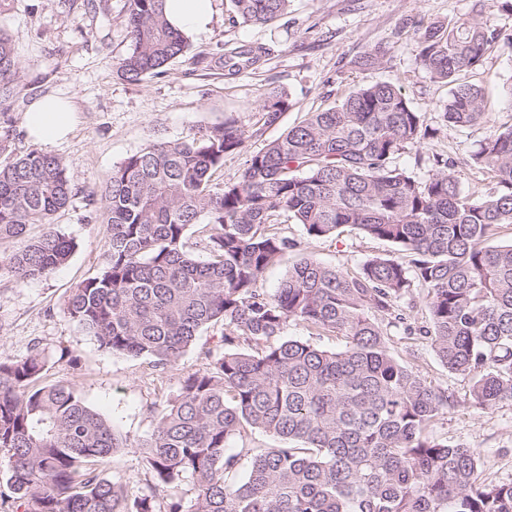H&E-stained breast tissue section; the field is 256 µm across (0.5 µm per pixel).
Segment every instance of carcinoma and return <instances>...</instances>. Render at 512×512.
<instances>
[{
	"label": "carcinoma",
	"instance_id": "carcinoma-1",
	"mask_svg": "<svg viewBox=\"0 0 512 512\" xmlns=\"http://www.w3.org/2000/svg\"><path fill=\"white\" fill-rule=\"evenodd\" d=\"M245 24H266L291 0H230ZM165 0H124L129 50L116 74L137 82L158 75L188 50L172 29ZM500 33L474 15L417 33L418 60L450 86L444 118L454 127L486 121L483 88L460 81L480 65ZM257 62L247 45L215 66L234 76ZM20 63L0 29V104L19 93ZM290 107L288 94L261 99L265 123ZM3 117L0 155V275L21 285L47 278L76 249L55 227L73 197L63 161L31 151L13 155ZM429 135L421 114L390 83L366 84L341 103L310 112L254 153L239 179L216 183L224 155L244 132L226 121L205 134L153 142L112 170L102 189L107 249L97 273L72 288L69 317L112 353L150 359L165 371L221 326L162 406L151 436L137 445L150 476L129 500L100 465L128 447L75 385H40L51 356L35 344L0 359V468L16 512H512V483L482 475L483 450L450 445L428 429L455 405L395 358L384 326H405L401 302L427 291L440 363L470 376L475 405L512 402V125L481 144L473 163L496 189L464 192L448 161L427 178L396 159ZM283 214L311 238L343 227L392 244L408 261L373 257L349 272L303 256L272 294L258 282L297 243L275 231ZM209 226V259L187 248L190 228ZM33 225L42 227L28 237ZM340 350L287 339L288 321ZM249 430L275 448H241ZM193 485L188 505L161 492Z\"/></svg>",
	"mask_w": 512,
	"mask_h": 512
}]
</instances>
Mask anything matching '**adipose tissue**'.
Instances as JSON below:
<instances>
[{
  "label": "adipose tissue",
  "mask_w": 512,
  "mask_h": 512,
  "mask_svg": "<svg viewBox=\"0 0 512 512\" xmlns=\"http://www.w3.org/2000/svg\"><path fill=\"white\" fill-rule=\"evenodd\" d=\"M165 17L173 28L184 34L203 32L212 21V0H166ZM75 123L76 113L71 103L53 95L33 101L22 120L28 137L42 144L65 139Z\"/></svg>",
  "instance_id": "1"
}]
</instances>
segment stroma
<instances>
[{"label":"stroma","instance_id":"35a3bbf8","mask_svg":"<svg viewBox=\"0 0 512 512\" xmlns=\"http://www.w3.org/2000/svg\"><path fill=\"white\" fill-rule=\"evenodd\" d=\"M123 4L11 0L0 14V29L12 36L22 70L21 91L6 105L11 148L18 156L37 149L63 160L73 197L55 223L77 244L69 262L47 278L18 285L0 276V354L19 356L40 342L52 357L43 383L74 380L86 403L135 443L152 433L163 402L177 391L181 378L201 368L202 351L216 331H204L179 364L160 371L147 358L99 348L65 313L70 289L94 276L102 261L106 227L98 219L100 191L113 167L151 142L184 139L231 119L244 130L245 140L225 155L215 175L216 182L231 183L250 155L306 113L335 105L362 84L389 82L402 90L432 132L409 147L399 165L425 177L440 156L453 164L465 191L490 192L493 179L471 164L469 156L493 130L512 124V43L495 42L482 65L467 75L484 85L488 122L457 128L443 119L448 87L433 81L421 66L414 33L422 24H448L472 13L490 30L511 26L512 20L490 0H291L287 12L274 22L255 26L234 19L229 0H212V23L207 32L191 36L184 57L163 74L128 82L115 69L129 48ZM242 44L265 48L257 66L232 77L210 67L212 58ZM377 47L386 51L382 64L359 65L364 52ZM272 88L285 90L291 106L269 126L259 99ZM46 94L70 100L79 122L66 140L39 146L26 137L21 123L32 101ZM278 230L297 246L262 276L259 286L268 293L304 254L353 271L372 257L395 251L390 243L348 227L329 239L308 237L291 220L279 224ZM387 341L397 358L432 384L447 388L456 400L435 422L432 435L452 445L485 449L491 460L487 477L512 482V402L487 410L474 407L470 377L448 372L428 337L392 328ZM65 350L77 358V365L61 359ZM103 470L121 482L131 498L146 484L147 475L132 448L109 458Z\"/></svg>","mask_w":512,"mask_h":512}]
</instances>
